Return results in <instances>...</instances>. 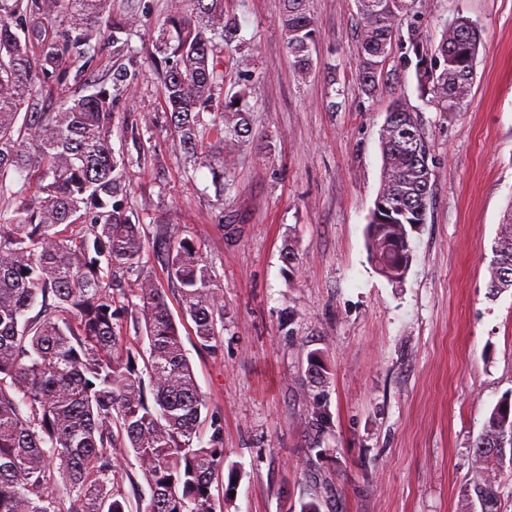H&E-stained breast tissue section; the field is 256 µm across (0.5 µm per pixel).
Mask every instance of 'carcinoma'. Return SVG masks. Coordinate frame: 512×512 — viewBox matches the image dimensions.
Segmentation results:
<instances>
[{"mask_svg":"<svg viewBox=\"0 0 512 512\" xmlns=\"http://www.w3.org/2000/svg\"><path fill=\"white\" fill-rule=\"evenodd\" d=\"M112 0H0V512H128L118 458L133 453L150 495L140 512H216L224 477V429L211 417L201 435L199 387L168 295L148 271L141 224L124 196L142 157L116 156L115 119L145 151L149 119L116 108L141 66L121 38L137 22L115 17ZM359 76L376 89L379 66L398 46L415 57L422 95L439 112H459L474 80L481 40L458 16L428 47L411 18L412 0H356ZM168 0L150 58L161 78L168 125L186 160L210 143L216 190L233 188L227 166L253 136L236 100L216 99L224 48L237 36L225 0ZM282 30L295 69L313 67L318 30L306 0H284ZM112 48L111 88L60 94L44 85L80 82ZM380 130L382 174L367 224L371 261L392 282L406 277L409 230L426 222L435 165L421 113L396 101ZM167 255L182 319L197 345L217 347L224 301L196 243L156 233ZM489 267L488 294L512 288V206ZM138 298L133 302L132 298ZM141 325L148 349H123L122 320ZM469 490L481 512H500L492 464L512 455V403L493 408L474 444Z\"/></svg>","mask_w":512,"mask_h":512,"instance_id":"cac0c4a2","label":"carcinoma"}]
</instances>
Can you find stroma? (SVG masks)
I'll use <instances>...</instances> for the list:
<instances>
[{"label":"stroma","instance_id":"35a3bbf8","mask_svg":"<svg viewBox=\"0 0 512 512\" xmlns=\"http://www.w3.org/2000/svg\"><path fill=\"white\" fill-rule=\"evenodd\" d=\"M240 24L224 55L220 98L251 73L255 137L217 197L203 153L186 168L168 128L160 81L142 67L131 104L152 122L156 155L132 167L127 207L148 238V268L165 281L153 238L195 240L224 299L217 351L181 336L207 413L224 426L217 512H285L316 498L321 512H480L465 497L473 445L491 410L512 397V289L489 298L488 268L512 201V0H416L424 39L455 17L480 32L464 109L421 96L415 60L394 50L376 90L359 80L355 0H308L319 29L309 75L293 68L283 0H227ZM135 12L129 41L154 54L167 0H112ZM422 112L436 160L425 223L402 283L371 262L366 226L380 188L379 133L394 100ZM242 225L227 239L220 223ZM297 260L286 263V249ZM319 354L320 381L307 374ZM329 414L311 427L314 401ZM322 454L310 458V449Z\"/></svg>","mask_w":512,"mask_h":512}]
</instances>
